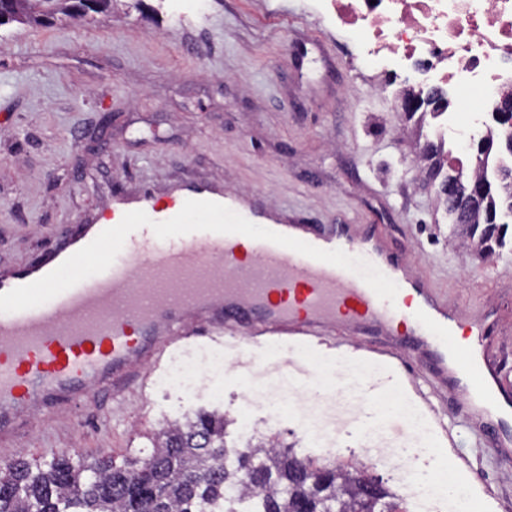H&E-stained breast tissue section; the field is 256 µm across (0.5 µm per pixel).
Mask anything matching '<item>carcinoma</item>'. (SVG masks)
Listing matches in <instances>:
<instances>
[{
  "label": "carcinoma",
  "instance_id": "obj_1",
  "mask_svg": "<svg viewBox=\"0 0 512 512\" xmlns=\"http://www.w3.org/2000/svg\"><path fill=\"white\" fill-rule=\"evenodd\" d=\"M112 0H0V27L18 23L52 27L106 13ZM444 147L421 150L420 172L439 186H458L474 196L464 224L447 207L453 231L465 233L486 260L495 261L512 227V165L494 180L467 184L444 168ZM226 420L197 411L162 426L144 458L117 465L109 452L86 460L57 452L32 464L19 457L0 466V512H236L229 490L256 498L257 512H402L396 495L361 464L318 467L274 441L229 448Z\"/></svg>",
  "mask_w": 512,
  "mask_h": 512
}]
</instances>
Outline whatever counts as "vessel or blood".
I'll return each instance as SVG.
<instances>
[{
	"instance_id": "b4317fda",
	"label": "vessel or blood",
	"mask_w": 512,
	"mask_h": 512,
	"mask_svg": "<svg viewBox=\"0 0 512 512\" xmlns=\"http://www.w3.org/2000/svg\"><path fill=\"white\" fill-rule=\"evenodd\" d=\"M119 198L107 223L68 226L55 249L0 269V451L33 408L123 396L142 385L185 326L319 337L335 327L395 336L436 388L466 395L488 418L485 445L512 446V378L494 358L493 313L461 322L435 282L390 249L380 224L255 223V205L209 186ZM206 224L185 231L188 217ZM95 270H86L87 261ZM469 327L471 344L456 346Z\"/></svg>"
}]
</instances>
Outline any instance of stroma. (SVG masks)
<instances>
[{
  "label": "stroma",
  "mask_w": 512,
  "mask_h": 512,
  "mask_svg": "<svg viewBox=\"0 0 512 512\" xmlns=\"http://www.w3.org/2000/svg\"><path fill=\"white\" fill-rule=\"evenodd\" d=\"M0 45V267L24 265L57 243L65 225L108 213L114 196L150 190L164 199L176 183L208 182L272 212L291 210L313 223L384 225L395 245L465 313L494 310L500 326L493 352L512 375V254L491 264L456 240L433 194L410 166L414 136L402 130L387 86L359 61L357 38L325 21L316 0H143L93 22L32 30L7 28ZM235 335H190L170 348L144 386L120 398L91 397L70 414L41 412L16 446L33 462L57 449L116 462L148 454L153 434L176 412L211 409L205 393L190 396L155 381L182 354L231 350ZM250 348L264 360L252 388L242 368L216 373L224 392L228 446L246 444L242 412L260 435L316 464L366 463L404 499L408 512L430 505L407 496V484L435 475L452 459L463 494L458 512H512V463L481 447L461 414L462 394L436 391L415 359L378 356L343 328L302 344L293 361ZM377 366L376 383L416 405L434 453L403 461L415 432L399 417L306 388L311 358ZM288 395L287 415L263 426V393ZM385 430L377 462L367 442ZM320 434L310 443V434Z\"/></svg>",
  "instance_id": "35a3bbf8"
}]
</instances>
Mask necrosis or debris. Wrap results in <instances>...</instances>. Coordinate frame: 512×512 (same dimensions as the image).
Wrapping results in <instances>:
<instances>
[{"instance_id": "obj_1", "label": "necrosis or debris", "mask_w": 512, "mask_h": 512, "mask_svg": "<svg viewBox=\"0 0 512 512\" xmlns=\"http://www.w3.org/2000/svg\"><path fill=\"white\" fill-rule=\"evenodd\" d=\"M318 8L323 19L358 36L360 58L373 71L401 74L417 93L430 83L477 90L468 117L454 105L428 129L456 138L452 160L464 173L478 167L491 175L505 164L492 154L475 162L467 146L487 136L497 103L512 95V0H318ZM225 364L223 351L213 349L175 362L159 384L189 395L208 391L219 407L223 395L209 390L208 381Z\"/></svg>"}]
</instances>
